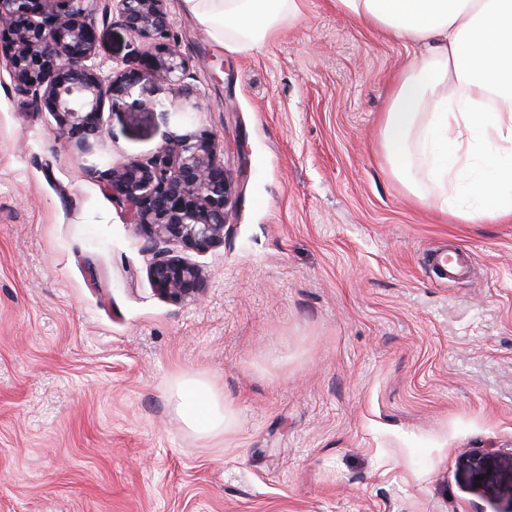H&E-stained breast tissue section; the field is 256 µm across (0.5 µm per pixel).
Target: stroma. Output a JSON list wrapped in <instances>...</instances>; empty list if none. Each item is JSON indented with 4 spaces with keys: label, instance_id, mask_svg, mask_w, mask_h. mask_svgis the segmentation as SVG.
Returning <instances> with one entry per match:
<instances>
[{
    "label": "stroma",
    "instance_id": "obj_1",
    "mask_svg": "<svg viewBox=\"0 0 512 512\" xmlns=\"http://www.w3.org/2000/svg\"><path fill=\"white\" fill-rule=\"evenodd\" d=\"M167 10L199 108L104 98L89 157L0 55V512H507L512 220L459 223L379 156L413 48L335 0L247 53ZM95 26L103 72L144 68L118 14ZM194 130L238 187L223 246L183 253L205 294L174 303L104 175ZM452 252L473 264L448 281ZM185 378L232 431L185 426Z\"/></svg>",
    "mask_w": 512,
    "mask_h": 512
}]
</instances>
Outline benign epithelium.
Segmentation results:
<instances>
[{
    "instance_id": "1",
    "label": "benign epithelium",
    "mask_w": 512,
    "mask_h": 512,
    "mask_svg": "<svg viewBox=\"0 0 512 512\" xmlns=\"http://www.w3.org/2000/svg\"><path fill=\"white\" fill-rule=\"evenodd\" d=\"M101 0H0V51L16 85L55 119L59 140L79 153L94 152L101 130L103 84L112 104L130 98L143 81L186 82L188 61L168 37L166 0H112L125 28L148 46L140 72L112 71L103 79L96 63L95 15ZM237 182L224 168L220 149L205 131L165 140L146 164L110 169L108 189L149 238V277L161 297L194 302L206 290L200 269L174 248L204 252L224 245V228Z\"/></svg>"
}]
</instances>
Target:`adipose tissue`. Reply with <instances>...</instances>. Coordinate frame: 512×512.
<instances>
[{
	"instance_id": "ef3b65f1",
	"label": "adipose tissue",
	"mask_w": 512,
	"mask_h": 512,
	"mask_svg": "<svg viewBox=\"0 0 512 512\" xmlns=\"http://www.w3.org/2000/svg\"><path fill=\"white\" fill-rule=\"evenodd\" d=\"M358 23L418 48L393 85L380 147L404 188L465 224L512 217V0H336ZM220 47L260 48L300 0H181ZM176 410L204 436L229 417L216 386L187 379Z\"/></svg>"
}]
</instances>
